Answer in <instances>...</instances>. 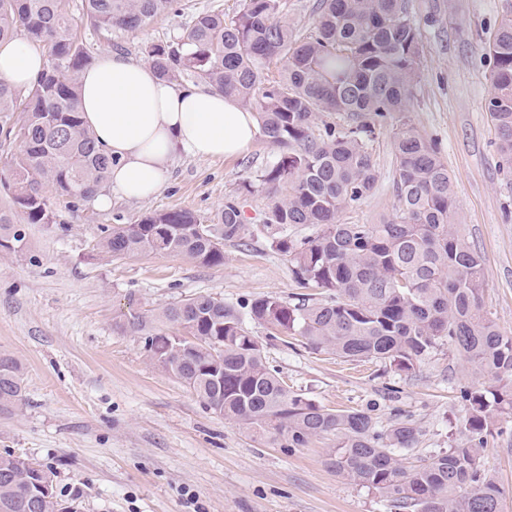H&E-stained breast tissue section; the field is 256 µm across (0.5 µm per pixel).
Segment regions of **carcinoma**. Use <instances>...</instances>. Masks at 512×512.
Instances as JSON below:
<instances>
[{
	"label": "carcinoma",
	"mask_w": 512,
	"mask_h": 512,
	"mask_svg": "<svg viewBox=\"0 0 512 512\" xmlns=\"http://www.w3.org/2000/svg\"><path fill=\"white\" fill-rule=\"evenodd\" d=\"M0 0V42L22 38L44 68L29 86L0 79V135L18 143L0 208V251L19 252L17 224H51L43 184L77 202L99 192L113 159L95 143L80 112L79 77L93 44L117 49L175 0ZM156 75L213 88L253 112L263 141L277 150L255 180L272 195L262 217L271 247L288 258L301 288L289 300L266 295L236 306L197 294L129 325L147 356L214 413L267 432L284 448L336 437L327 464L375 491L389 512H501L504 490L483 468L481 451L496 416L512 412V334L483 306L484 258L457 224L456 194L437 142L408 115L421 53L407 0H316L301 31L287 0H239L232 14L197 13L173 38L141 47ZM493 66L485 108L499 155L512 165V14L488 44ZM277 76L269 77L271 67ZM400 118L392 133L394 208L378 224H347L342 213L376 187L368 143L375 121ZM344 114L349 122L328 117ZM253 180V181H255ZM253 181L241 189L249 192ZM241 193L211 219L188 210L152 212L115 228L100 247L115 258L167 253L201 266L224 263V244L246 237ZM196 224L208 228L197 231ZM313 227L301 238L299 227ZM297 336L307 348L405 372L446 347L479 379L461 390L469 412L454 446L404 462L421 431L409 421L378 429L362 410L324 409L288 389L266 367L248 324ZM24 401L23 369L0 356V412ZM0 512H67L52 473L17 455L0 456Z\"/></svg>",
	"instance_id": "carcinoma-1"
}]
</instances>
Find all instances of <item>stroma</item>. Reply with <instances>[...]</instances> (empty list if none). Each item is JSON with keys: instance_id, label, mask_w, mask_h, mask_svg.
Masks as SVG:
<instances>
[{"instance_id": "obj_1", "label": "stroma", "mask_w": 512, "mask_h": 512, "mask_svg": "<svg viewBox=\"0 0 512 512\" xmlns=\"http://www.w3.org/2000/svg\"><path fill=\"white\" fill-rule=\"evenodd\" d=\"M238 0H180L181 11L130 35L125 56L165 41L205 10L233 12ZM423 47L409 106L413 123L435 139L448 164L458 220L484 258V306L512 332V171L502 168L494 125L485 110L492 59L486 47L512 0H408ZM379 120L369 147L374 193L347 209L349 224H375L394 205L392 128ZM275 151L262 138L239 156L174 157L162 190L145 200L111 194L109 206L50 194L52 224L25 227L26 246L0 253V354L24 367L21 413L0 414V455L28 457L53 473L58 498L76 512H388L377 493L342 479L326 463L335 437L285 448L267 435L206 409L185 385L158 368L132 313L148 314L205 293L238 303L296 293L287 257L276 253L261 218L271 199L254 187L241 206L246 246H224L222 265L206 267L150 253L121 259L102 253L106 228L147 213L189 210L209 218ZM267 365L290 390L330 410L368 411L382 428L413 422L427 454L448 445L467 406L459 390L472 383L468 365L442 350L407 372L346 362L296 340L272 338L251 325ZM484 467L504 490L512 512V414L497 416L482 450Z\"/></svg>"}]
</instances>
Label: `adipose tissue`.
<instances>
[{"label": "adipose tissue", "mask_w": 512, "mask_h": 512, "mask_svg": "<svg viewBox=\"0 0 512 512\" xmlns=\"http://www.w3.org/2000/svg\"><path fill=\"white\" fill-rule=\"evenodd\" d=\"M42 66L24 39L0 45L1 80L27 86ZM80 85L84 124L114 159L108 183L129 199L158 193L176 153L235 157L256 134L254 113L223 93L160 81L148 65L114 52L85 70Z\"/></svg>", "instance_id": "obj_1"}]
</instances>
